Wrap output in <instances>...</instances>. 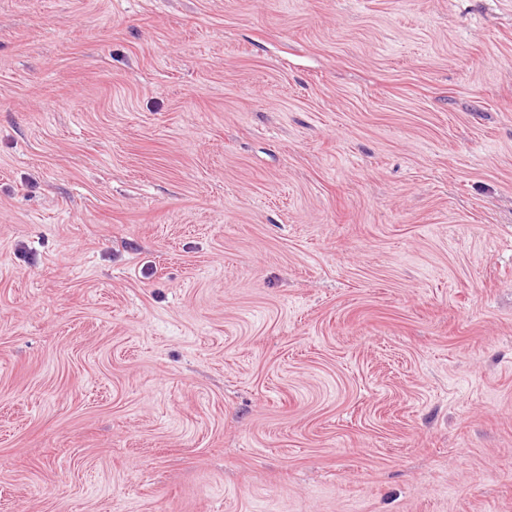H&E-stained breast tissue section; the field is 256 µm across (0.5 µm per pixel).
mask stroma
Masks as SVG:
<instances>
[{"instance_id":"stroma-1","label":"stroma","mask_w":512,"mask_h":512,"mask_svg":"<svg viewBox=\"0 0 512 512\" xmlns=\"http://www.w3.org/2000/svg\"><path fill=\"white\" fill-rule=\"evenodd\" d=\"M0 512H512V0H0Z\"/></svg>"}]
</instances>
